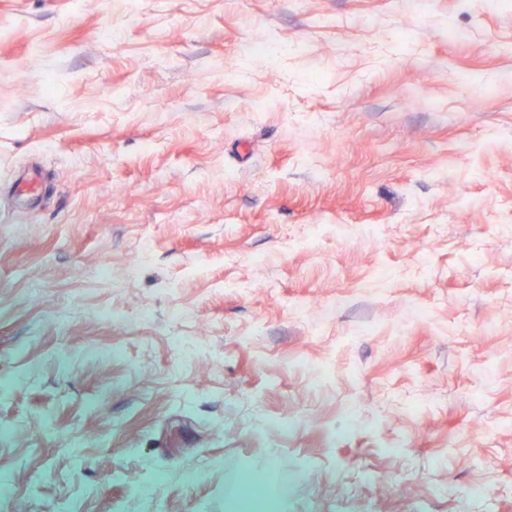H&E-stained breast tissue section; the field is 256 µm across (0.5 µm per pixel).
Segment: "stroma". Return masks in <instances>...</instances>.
<instances>
[{"mask_svg":"<svg viewBox=\"0 0 512 512\" xmlns=\"http://www.w3.org/2000/svg\"><path fill=\"white\" fill-rule=\"evenodd\" d=\"M245 467L512 512V10L0 0V512H227Z\"/></svg>","mask_w":512,"mask_h":512,"instance_id":"stroma-1","label":"stroma"}]
</instances>
